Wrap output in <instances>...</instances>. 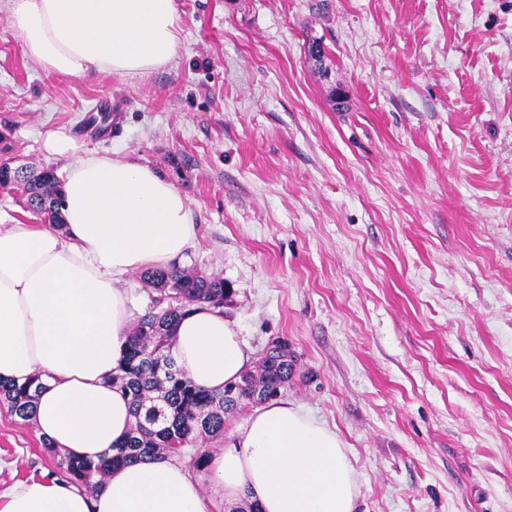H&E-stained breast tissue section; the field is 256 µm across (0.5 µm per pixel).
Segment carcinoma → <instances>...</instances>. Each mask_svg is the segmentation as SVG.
I'll return each instance as SVG.
<instances>
[{"label": "carcinoma", "mask_w": 512, "mask_h": 512, "mask_svg": "<svg viewBox=\"0 0 512 512\" xmlns=\"http://www.w3.org/2000/svg\"><path fill=\"white\" fill-rule=\"evenodd\" d=\"M0 188L23 198L28 209L49 224L64 226L62 182L54 169L35 173L1 161ZM143 280L160 297L134 322L126 356L112 374V384L130 398L134 423L129 434L96 461L75 459L44 442L52 458L51 475L91 493L102 485L111 467L146 458L165 460L198 438L223 433L226 414L244 402L260 405L280 397L293 376V352L279 341L262 354L255 369L243 372L224 392L196 387L176 366L175 327L194 305L224 307L230 289L222 278L176 265L148 271ZM43 389L37 377L23 384L0 380V402L20 421L29 422Z\"/></svg>", "instance_id": "carcinoma-1"}]
</instances>
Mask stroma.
<instances>
[{
    "label": "stroma",
    "mask_w": 512,
    "mask_h": 512,
    "mask_svg": "<svg viewBox=\"0 0 512 512\" xmlns=\"http://www.w3.org/2000/svg\"><path fill=\"white\" fill-rule=\"evenodd\" d=\"M136 80L44 72L0 13V132L130 154L191 204L251 360L346 444L357 512H512V0H177ZM320 42L314 60L310 42ZM0 407V486L47 471Z\"/></svg>",
    "instance_id": "1"
}]
</instances>
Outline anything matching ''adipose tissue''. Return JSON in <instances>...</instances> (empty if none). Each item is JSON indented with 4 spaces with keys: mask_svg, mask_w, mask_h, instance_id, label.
Segmentation results:
<instances>
[{
    "mask_svg": "<svg viewBox=\"0 0 512 512\" xmlns=\"http://www.w3.org/2000/svg\"><path fill=\"white\" fill-rule=\"evenodd\" d=\"M8 22L44 71L138 79L172 62L176 0H5ZM46 152L66 158V230L0 228V379L40 375L38 434L80 459H98L133 415L110 378L134 321L123 280L171 267L193 244L190 203L168 178L131 156L79 152L66 135ZM173 355L212 392L239 380L249 355L222 310L192 307ZM211 485L168 460L109 470L96 492L53 477L0 489V512H212L213 497L260 512H354L357 476L335 431L292 402L255 408L229 448L207 456Z\"/></svg>",
    "mask_w": 512,
    "mask_h": 512,
    "instance_id": "obj_1",
    "label": "adipose tissue"
}]
</instances>
